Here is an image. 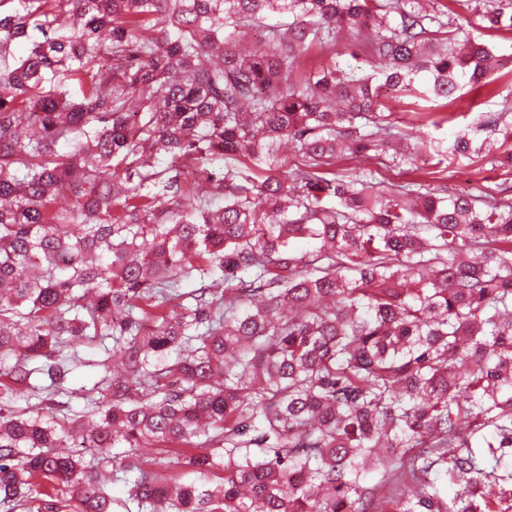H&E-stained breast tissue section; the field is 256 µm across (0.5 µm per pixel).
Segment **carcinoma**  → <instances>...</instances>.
<instances>
[{"mask_svg":"<svg viewBox=\"0 0 512 512\" xmlns=\"http://www.w3.org/2000/svg\"><path fill=\"white\" fill-rule=\"evenodd\" d=\"M415 4L0 0V506L114 512L110 467L125 512H504L512 204L326 172L389 150L386 99L446 108L505 67L443 0ZM484 20L512 29V0ZM345 34L386 69L341 75ZM314 48L333 57L303 75ZM497 150L462 134L400 160ZM306 237L319 250L292 254ZM87 346L88 416L17 406L64 390ZM437 470L452 499L398 492Z\"/></svg>","mask_w":512,"mask_h":512,"instance_id":"1","label":"carcinoma"}]
</instances>
